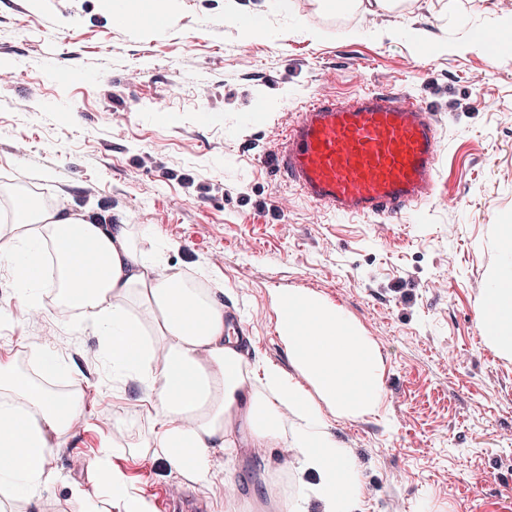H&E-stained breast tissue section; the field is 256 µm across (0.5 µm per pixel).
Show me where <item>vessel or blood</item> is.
I'll use <instances>...</instances> for the list:
<instances>
[{
    "mask_svg": "<svg viewBox=\"0 0 512 512\" xmlns=\"http://www.w3.org/2000/svg\"><path fill=\"white\" fill-rule=\"evenodd\" d=\"M477 36L489 54L512 50V39L496 29H479ZM439 143L423 102L365 87L344 100L308 97L269 163L322 211L345 220L410 211L423 221L434 196Z\"/></svg>",
    "mask_w": 512,
    "mask_h": 512,
    "instance_id": "1",
    "label": "vessel or blood"
}]
</instances>
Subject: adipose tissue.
Segmentation results:
<instances>
[{
  "mask_svg": "<svg viewBox=\"0 0 512 512\" xmlns=\"http://www.w3.org/2000/svg\"><path fill=\"white\" fill-rule=\"evenodd\" d=\"M149 232L17 196L0 225V262L14 272L21 305L76 314L79 330L100 336L113 377L138 383L153 428L130 443V457L163 455L173 469L211 486L219 456L232 462L244 448H282L302 494L292 503L271 501L269 512H353L362 496L359 471L326 417L354 420L376 411L383 371L376 346L340 306L307 290L277 291V334L293 369L250 362L224 322L216 288L167 266L173 242L141 251L137 237ZM86 249L95 252V265L76 263ZM491 282L477 320L492 322L486 343L511 359L512 256ZM37 357L34 376L0 358V512H42V493L58 480L52 450L82 413L77 390L51 386L67 365L42 351ZM96 472L100 494L73 488L74 512H151L107 453Z\"/></svg>",
  "mask_w": 512,
  "mask_h": 512,
  "instance_id": "ef3b65f1",
  "label": "adipose tissue"
}]
</instances>
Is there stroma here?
<instances>
[{
    "label": "stroma",
    "instance_id": "obj_1",
    "mask_svg": "<svg viewBox=\"0 0 512 512\" xmlns=\"http://www.w3.org/2000/svg\"><path fill=\"white\" fill-rule=\"evenodd\" d=\"M224 2L175 0L162 25L128 28L104 0H0V214L14 189L35 188L110 224L150 226L144 251L178 242L168 265L217 279L251 361L290 366L272 292L307 288L341 306L383 361L377 413L329 420L357 461L361 512H512V361L477 323L512 225V54H487L472 36L499 26L497 0H411L367 28L336 27L302 0H236L265 14L262 39L243 37ZM364 85L434 114L442 146L427 223L402 215L380 235L344 222L266 162L304 98ZM259 99L272 112L244 126ZM33 345L69 366L55 386L83 401L51 455L59 479L45 512H72L73 486L96 492L106 444L153 512H224L225 499L261 494L250 448L214 488L163 459L130 458L124 444L152 420L139 385L113 380L100 336L46 309L0 319V353L28 372Z\"/></svg>",
    "mask_w": 512,
    "mask_h": 512
}]
</instances>
